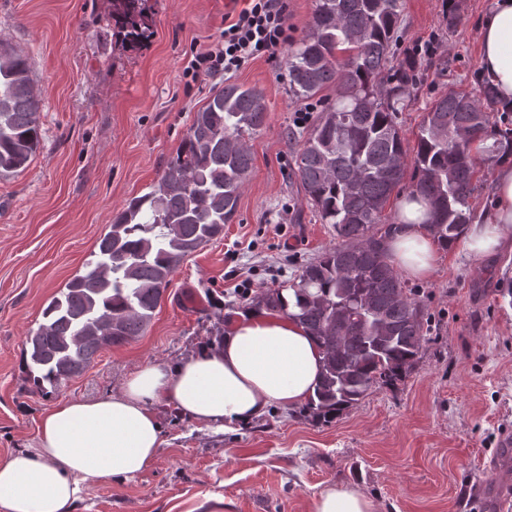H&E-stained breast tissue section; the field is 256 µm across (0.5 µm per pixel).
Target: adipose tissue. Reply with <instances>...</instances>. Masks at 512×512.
<instances>
[{
  "label": "adipose tissue",
  "instance_id": "obj_1",
  "mask_svg": "<svg viewBox=\"0 0 512 512\" xmlns=\"http://www.w3.org/2000/svg\"><path fill=\"white\" fill-rule=\"evenodd\" d=\"M480 53L484 79L512 106V0H495ZM493 193V210L464 232L466 249L480 257L512 248V167L497 172ZM428 218L424 199L403 196L385 243L394 270L410 279H429L438 266ZM321 366L320 348L295 319L262 306L238 312L216 349L173 368L145 365L114 393L52 403L33 445L0 457V512H70L88 487L151 468L162 443L156 404L230 430L270 406L302 404Z\"/></svg>",
  "mask_w": 512,
  "mask_h": 512
}]
</instances>
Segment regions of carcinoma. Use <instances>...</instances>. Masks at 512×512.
<instances>
[{
	"label": "carcinoma",
	"mask_w": 512,
	"mask_h": 512,
	"mask_svg": "<svg viewBox=\"0 0 512 512\" xmlns=\"http://www.w3.org/2000/svg\"><path fill=\"white\" fill-rule=\"evenodd\" d=\"M142 0H112V19L131 46L146 22ZM401 0H315L311 26L288 54V82L299 99L337 87L294 158V173L320 219L342 243L302 268L261 302L298 320L319 343L323 367L306 410L328 421L376 387H394L414 366L428 318L408 295L377 236L381 214L404 178L406 150L398 113L414 100L411 62L390 67ZM480 97L449 94L432 102L416 138L414 192L427 200V230L448 248L473 219L476 164L455 159L442 124L489 159L512 155V129L499 130ZM39 102L27 58L0 46V174L25 169L41 143ZM262 94L238 84L217 90L196 112L186 137L151 191L112 218L85 271L42 311L23 349L35 391L57 390L104 348L144 333L182 259L224 233L238 211L251 167L245 138L265 125ZM293 293V301L283 290Z\"/></svg>",
	"instance_id": "1"
}]
</instances>
